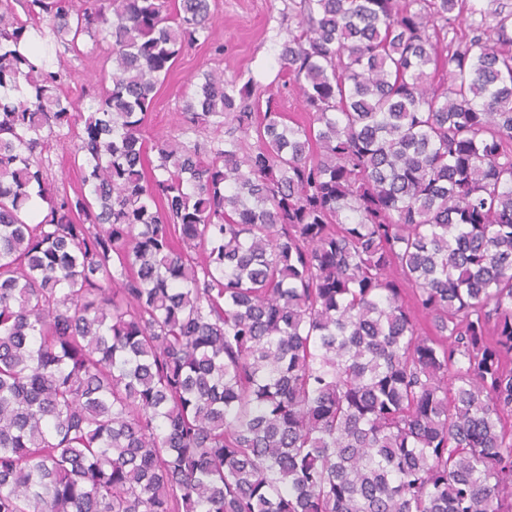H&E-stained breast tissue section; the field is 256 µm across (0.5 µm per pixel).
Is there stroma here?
I'll list each match as a JSON object with an SVG mask.
<instances>
[{"instance_id": "stroma-1", "label": "stroma", "mask_w": 512, "mask_h": 512, "mask_svg": "<svg viewBox=\"0 0 512 512\" xmlns=\"http://www.w3.org/2000/svg\"><path fill=\"white\" fill-rule=\"evenodd\" d=\"M212 34L209 42L187 48L159 83L147 116V135H168L183 141L213 138V130H190L180 113L190 83L207 70L223 72L225 78L253 82L257 91L273 89L282 112L302 122L292 86L279 78L278 55L295 17L291 0H210ZM69 78L63 87L73 98L102 90L111 84L104 54L90 40H83L79 54L60 59Z\"/></svg>"}]
</instances>
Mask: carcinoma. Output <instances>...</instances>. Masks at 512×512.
I'll use <instances>...</instances> for the list:
<instances>
[{"label": "carcinoma", "instance_id": "1", "mask_svg": "<svg viewBox=\"0 0 512 512\" xmlns=\"http://www.w3.org/2000/svg\"><path fill=\"white\" fill-rule=\"evenodd\" d=\"M292 2L307 123L205 72L152 161L210 0H0V512H512V6ZM81 52L78 55L68 53L61 57L60 61L55 56L53 46L50 45V60L55 66L58 63L69 73V78L63 87L65 94L72 98H78L94 90L110 87L112 82L109 75L112 72L111 63L104 62L105 54L99 48H95L89 38L83 39L80 45ZM43 163L52 186L55 185L60 190L65 187L71 195L80 189L82 174L72 165L69 156L63 150L54 146L44 154Z\"/></svg>", "mask_w": 512, "mask_h": 512}]
</instances>
